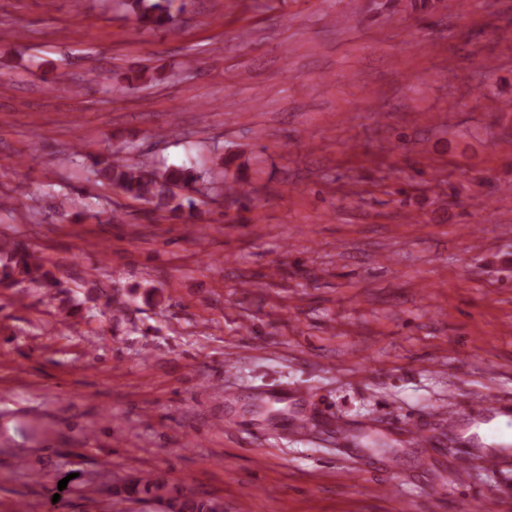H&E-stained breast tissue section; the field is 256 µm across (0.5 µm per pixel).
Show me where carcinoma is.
I'll use <instances>...</instances> for the list:
<instances>
[{
	"label": "carcinoma",
	"instance_id": "obj_1",
	"mask_svg": "<svg viewBox=\"0 0 512 512\" xmlns=\"http://www.w3.org/2000/svg\"><path fill=\"white\" fill-rule=\"evenodd\" d=\"M174 2L175 0H129L128 7L138 20L163 26L171 19ZM93 172L98 180L116 186L130 199L149 205L153 212L176 213L196 206L194 199L180 197L175 192L177 188L194 185L201 178L193 166L160 170L149 161L129 163L120 159H95ZM0 254L4 256V261L0 264V283L26 280L41 285H54L49 273L43 270L39 258L23 250L21 245L11 241L9 248ZM138 490L160 500L167 494L166 484L151 477H142L126 487L128 492ZM168 508L169 512H213V503L193 497L175 496L168 498Z\"/></svg>",
	"mask_w": 512,
	"mask_h": 512
}]
</instances>
